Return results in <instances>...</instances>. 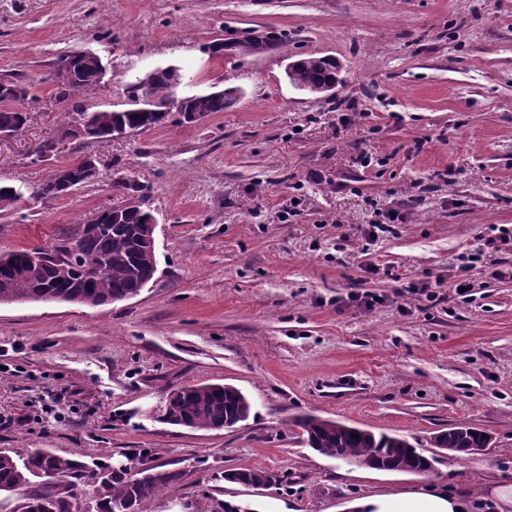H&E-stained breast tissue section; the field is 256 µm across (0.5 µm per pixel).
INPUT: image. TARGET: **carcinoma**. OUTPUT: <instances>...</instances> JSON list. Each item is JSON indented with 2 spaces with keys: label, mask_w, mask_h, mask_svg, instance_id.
Listing matches in <instances>:
<instances>
[{
  "label": "carcinoma",
  "mask_w": 512,
  "mask_h": 512,
  "mask_svg": "<svg viewBox=\"0 0 512 512\" xmlns=\"http://www.w3.org/2000/svg\"><path fill=\"white\" fill-rule=\"evenodd\" d=\"M282 46L281 34L268 31L261 36L250 32L240 37L222 41L215 39L204 45L202 50L215 57L228 54H255L277 50ZM289 80L296 88L304 91L336 80V61L329 56H309L297 60ZM0 89V132L18 131L27 120L26 113L19 108L28 95V86L21 81L5 80ZM138 87L132 83L126 86L130 107L119 111L122 125L136 133L159 124V118L151 112L152 105L138 98ZM151 95L159 104L171 95L170 75L158 71L153 79ZM236 104V95L224 93L215 95L192 94L186 99V109L191 111L222 112ZM66 129L62 138L72 134L78 119L88 124L80 140H98L102 132L98 123L112 120L110 112H89L80 104L71 106L64 113ZM91 182L89 174L80 163L61 167V172L41 184L35 191L40 198L63 196L77 187ZM22 193L13 185L0 183V211L15 207ZM143 196L129 198L109 209H103L90 220L100 225V230L90 234L82 233L83 225L62 233L45 248L44 254H53L61 244L72 238H79V255L75 264L85 259H99L104 262L102 274L87 279L80 272H72L60 278L52 268L53 261L46 265L34 266L29 263L28 251L16 250L0 254V300L24 298L32 294L46 297L66 298L76 296L83 302L97 306L114 303L144 288L148 271L157 266L156 254L140 246L137 233L146 223L150 211L144 209ZM252 404L237 387L230 384H204L185 386L178 389L177 396L167 410V423L195 430H214L230 422L232 425L248 420ZM305 441L309 448L320 455L347 459L358 465L376 470L401 471L406 468L432 471L437 462L435 456H427L423 450L396 435L375 434L355 426L343 425L330 420L305 418L300 422ZM359 434L355 439L352 434ZM489 440L483 433L465 426H454L435 437V447L447 448L456 457L471 455L472 448H486ZM78 460L60 456L38 448H0V493H14L40 479V473L47 470L61 477L74 475L83 470ZM154 475L139 477L126 472L107 475V492L98 503L96 512H113L115 504L127 503L137 510L147 499L177 482L180 473L152 466ZM228 482L248 487H262L271 482L269 473L261 468H240L233 473L222 475ZM65 489L57 484H42L41 490L21 496L27 502L26 512H69Z\"/></svg>",
  "instance_id": "1"
}]
</instances>
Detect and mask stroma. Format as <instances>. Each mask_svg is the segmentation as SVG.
<instances>
[{"instance_id":"obj_1","label":"stroma","mask_w":512,"mask_h":512,"mask_svg":"<svg viewBox=\"0 0 512 512\" xmlns=\"http://www.w3.org/2000/svg\"><path fill=\"white\" fill-rule=\"evenodd\" d=\"M275 30L276 51L209 59L226 31ZM97 54L88 111L126 108L140 72L175 66L189 91L238 90L196 124L117 142H59L56 63ZM340 63L333 97L287 79L288 59ZM31 85L26 130L0 141V253L41 248L145 189L157 274L135 298L88 307L0 304V448L78 459L70 512L113 465H162L179 481L141 512H348L370 493L437 485L468 512H500L512 484V278L474 266L490 226L512 228V0H0V79ZM54 152L37 157L44 141ZM92 154L99 173L64 196L33 192ZM396 213L388 232L372 223ZM437 284L435 300L407 293ZM383 295L365 309L353 292ZM250 399L235 429L194 430L153 411L181 386ZM397 435L437 454L433 472L380 471L319 455L299 421ZM466 424L490 446L460 459L434 436ZM259 467L255 489L224 481Z\"/></svg>"}]
</instances>
